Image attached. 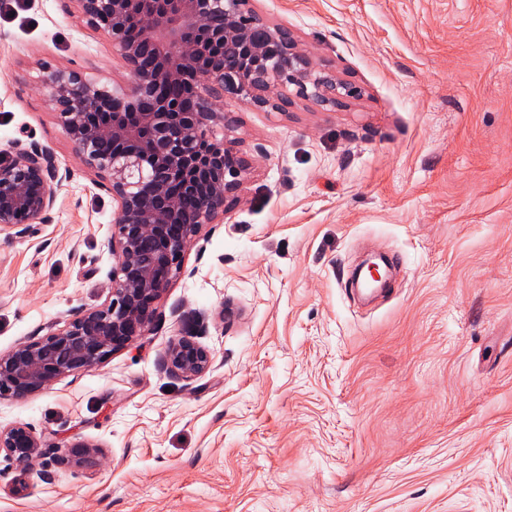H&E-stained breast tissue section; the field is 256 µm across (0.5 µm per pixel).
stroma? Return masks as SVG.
Returning a JSON list of instances; mask_svg holds the SVG:
<instances>
[{
  "instance_id": "35a3bbf8",
  "label": "stroma",
  "mask_w": 512,
  "mask_h": 512,
  "mask_svg": "<svg viewBox=\"0 0 512 512\" xmlns=\"http://www.w3.org/2000/svg\"><path fill=\"white\" fill-rule=\"evenodd\" d=\"M343 106L230 105L250 169L148 332L24 399L0 428L94 463L0 454V512H512V0H254ZM130 74L76 0H0V158L53 153L52 209L0 234V352L110 298L111 183L47 77ZM397 257L369 306L362 251ZM209 349L192 381L160 356ZM24 479L27 488L14 494ZM160 363L171 374L192 381L209 370L212 355L193 337L182 336L171 342L164 350ZM97 444L81 437H75L66 448H44L41 439L26 424L18 423L0 429V454L19 463H28L36 456L51 453L55 464L60 466H81L100 454Z\"/></svg>"
}]
</instances>
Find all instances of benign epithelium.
I'll list each match as a JSON object with an SVG mask.
<instances>
[{
  "label": "benign epithelium",
  "instance_id": "benign-epithelium-1",
  "mask_svg": "<svg viewBox=\"0 0 512 512\" xmlns=\"http://www.w3.org/2000/svg\"><path fill=\"white\" fill-rule=\"evenodd\" d=\"M87 21L104 30L131 74L109 89L76 71L48 77L52 102L83 161L112 179V298L62 328L0 353V396L25 398L59 379L103 363L142 336L155 303L182 269L203 227L237 202L245 161L217 110L243 101L281 110L290 101L276 83L325 105L356 91L317 76L292 32L260 16L252 0H75ZM191 81L184 98L168 87ZM224 123V143L210 129ZM58 168L47 150H22L0 160V232H27L54 205ZM171 374L192 381L206 373L211 352L191 336L160 357ZM19 463L51 453L55 464L81 466L100 454L81 437L43 449L29 426L0 429V453Z\"/></svg>",
  "mask_w": 512,
  "mask_h": 512
}]
</instances>
